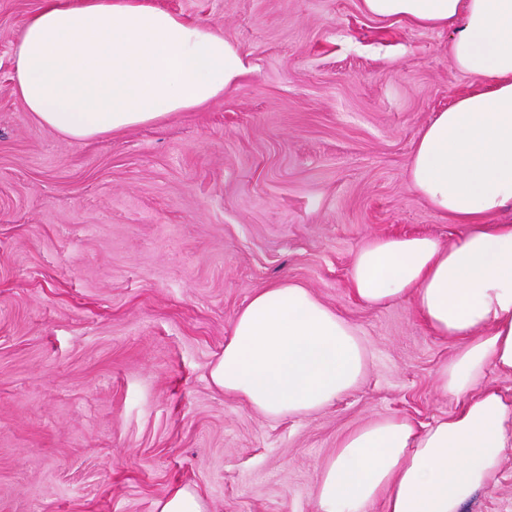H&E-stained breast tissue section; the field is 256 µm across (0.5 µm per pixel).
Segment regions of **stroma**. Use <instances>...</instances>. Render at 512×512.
<instances>
[{
	"label": "stroma",
	"instance_id": "1",
	"mask_svg": "<svg viewBox=\"0 0 512 512\" xmlns=\"http://www.w3.org/2000/svg\"><path fill=\"white\" fill-rule=\"evenodd\" d=\"M215 26L253 70L192 112L90 140L27 112L12 41L41 0H0V512H157L179 484L208 512H313L339 438L455 408V352L410 301L352 292L380 237L452 241L412 189L436 112L478 87L445 29L361 0H155ZM279 281L356 329L367 370L331 406L272 420L210 371L237 312ZM463 512H512V447Z\"/></svg>",
	"mask_w": 512,
	"mask_h": 512
}]
</instances>
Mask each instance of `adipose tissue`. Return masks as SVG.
I'll list each match as a JSON object with an SVG mask.
<instances>
[{"label":"adipose tissue","instance_id":"ef3b65f1","mask_svg":"<svg viewBox=\"0 0 512 512\" xmlns=\"http://www.w3.org/2000/svg\"><path fill=\"white\" fill-rule=\"evenodd\" d=\"M378 19L452 31L455 67L478 89L436 113L410 164L413 189L450 223L446 244L416 234L378 238L350 281L378 306L409 300L458 343L438 390L458 403L416 425L387 416L345 433L319 467L315 512H461L496 478L512 447V0H362ZM248 56L212 26L151 0H43L16 34L14 87L27 111L73 140L157 122L221 98L250 73ZM355 328L307 288L281 282L236 314L212 383L270 419L331 405L365 375Z\"/></svg>","mask_w":512,"mask_h":512}]
</instances>
